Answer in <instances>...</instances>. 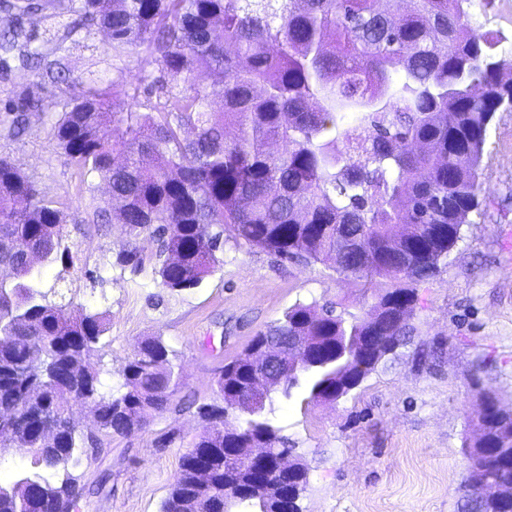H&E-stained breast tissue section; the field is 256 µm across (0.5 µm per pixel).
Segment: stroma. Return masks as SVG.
Wrapping results in <instances>:
<instances>
[{
	"label": "stroma",
	"mask_w": 512,
	"mask_h": 512,
	"mask_svg": "<svg viewBox=\"0 0 512 512\" xmlns=\"http://www.w3.org/2000/svg\"><path fill=\"white\" fill-rule=\"evenodd\" d=\"M470 22L493 36L512 67V0H473ZM21 25L42 46L55 33L71 70L65 84H48L33 71L0 61V114L34 96L45 113L33 116L19 139L0 126V157L14 161L48 198L62 203L73 255L68 270L44 269L43 291L65 298L66 310L108 318L106 347L92 363L104 387H119L141 341L163 339L178 355L181 383L146 429L103 437L76 470L88 492L80 512H159L180 460L203 430L201 404L218 401L224 364L260 330L298 302L366 315L374 303L356 280L322 264L279 259L228 238L222 263L198 288L176 292L157 276L156 239L144 235L138 270L116 258L125 237L117 224H91L92 206H111L106 187L79 190L80 176L52 131L54 115L89 86L106 89L117 107L127 92L164 79L146 48L115 58L101 32L71 18L46 20L0 12V30ZM485 191L441 264L418 286L411 339L363 383L334 403L276 404L272 420L308 470L302 512H457L477 437L473 418L483 393L512 407V112L496 113L482 159ZM111 479L95 491L102 471Z\"/></svg>",
	"instance_id": "stroma-1"
}]
</instances>
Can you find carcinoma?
Masks as SVG:
<instances>
[{
  "mask_svg": "<svg viewBox=\"0 0 512 512\" xmlns=\"http://www.w3.org/2000/svg\"><path fill=\"white\" fill-rule=\"evenodd\" d=\"M472 0H0L23 16H77L106 36L115 55L145 46L168 76L158 101L124 110L93 89L52 126L81 175L93 174L120 203L112 215L93 208L89 222L116 220L125 235L120 262L143 258L137 239L149 233L165 259L157 267L173 291L199 287L220 264L224 236L287 261L321 263L361 282L376 297L371 323L353 314L296 303L258 332L224 365L221 395L246 387L256 368L252 344L264 336H296L305 328L323 349L311 365L285 377L260 410L235 424L269 444L288 446L269 418L274 395L293 390L309 406L339 400L374 371L384 354H361L360 337L407 342L417 286L432 280L479 205L488 125L512 102V72L498 41L473 29ZM0 53L23 69L67 80L61 47H31L24 29L0 30ZM224 99L212 108L207 81ZM39 99L18 107L8 131L19 136ZM66 216L10 160L0 158V410L44 417L48 431L24 440L39 471L0 486V512H74L82 494L70 472L86 448L70 403L88 405L104 434L146 428L170 404L179 370L159 336L141 341L143 357L123 369L116 391L100 387L90 357L103 349V315H62L41 290L43 266L66 263ZM488 472L512 483V454L491 445L512 428V408L488 394ZM221 404H205L195 448L224 451ZM182 457L160 512H224V463L215 492L185 499L192 476ZM468 474L457 512H512L475 490Z\"/></svg>",
  "mask_w": 512,
  "mask_h": 512,
  "instance_id": "carcinoma-1",
  "label": "carcinoma"
}]
</instances>
